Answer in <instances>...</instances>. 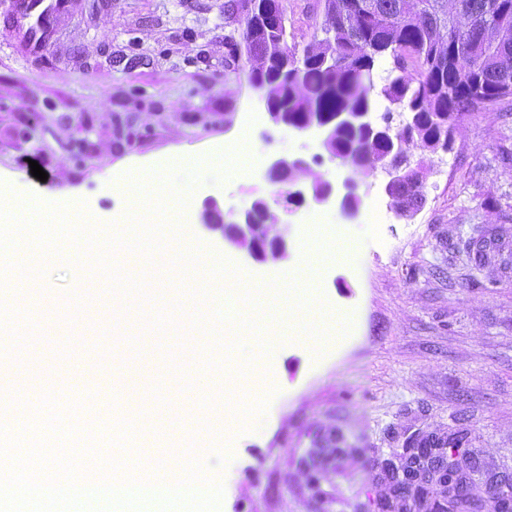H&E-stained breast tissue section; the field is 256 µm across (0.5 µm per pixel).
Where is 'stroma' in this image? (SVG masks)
Segmentation results:
<instances>
[{"mask_svg": "<svg viewBox=\"0 0 512 512\" xmlns=\"http://www.w3.org/2000/svg\"><path fill=\"white\" fill-rule=\"evenodd\" d=\"M225 0H72L60 37L38 61L22 54L0 0V181L46 204L84 203L100 226L141 213L125 175L194 156L207 167L224 147L245 142L247 158L224 186L200 185L190 221L163 239L198 246L201 278L228 270L274 284V307H242L226 322H193L184 312L191 279L165 283L155 264L140 268L148 298L124 300L105 275L74 280L43 262L47 286L29 303L0 308L19 323L23 367L0 378L16 429L40 421V396L78 402L64 367L97 343L112 375L111 395L73 420L85 433L129 422L127 448L110 447L124 473L141 477L174 465L184 474L195 433L231 457L217 470L219 512H432L407 503L387 481L414 435L459 440L475 479L512 477V97L464 116L449 150L414 151L425 161V200L410 217L391 211L383 169L355 174L361 213L305 223L312 199L277 200L260 160L277 153L311 161L308 177L332 180L341 159L314 162L318 132L273 125L250 81L242 14ZM289 45L321 37L325 0H283ZM258 120L243 135L245 111ZM37 161L48 174L30 172ZM226 220L266 200L275 225L289 228L286 260L259 263L200 221L208 198ZM388 209L371 226L372 199ZM319 252L316 296L322 326L292 317L289 282L305 255ZM114 298V308L104 307ZM273 379L261 401L226 415L255 361ZM40 370L28 377L27 367ZM180 414L181 426L169 423Z\"/></svg>", "mask_w": 512, "mask_h": 512, "instance_id": "35a3bbf8", "label": "stroma"}]
</instances>
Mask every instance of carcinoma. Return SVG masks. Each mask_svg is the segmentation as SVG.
<instances>
[{
  "instance_id": "1",
  "label": "carcinoma",
  "mask_w": 512,
  "mask_h": 512,
  "mask_svg": "<svg viewBox=\"0 0 512 512\" xmlns=\"http://www.w3.org/2000/svg\"><path fill=\"white\" fill-rule=\"evenodd\" d=\"M276 0H235L254 5L262 33L250 37L246 54L250 79L288 121L303 123L314 112H368L371 75L391 60L382 96L415 117L405 132L406 150H435L456 127L453 115L471 111L470 97L480 86L493 101L512 97V27L496 17L498 0H326L324 37L302 48L288 46ZM475 42L473 57L446 61L449 44ZM331 152L357 168L398 164L406 158L367 127H339ZM420 168L391 185L393 205L414 212L424 201Z\"/></svg>"
}]
</instances>
